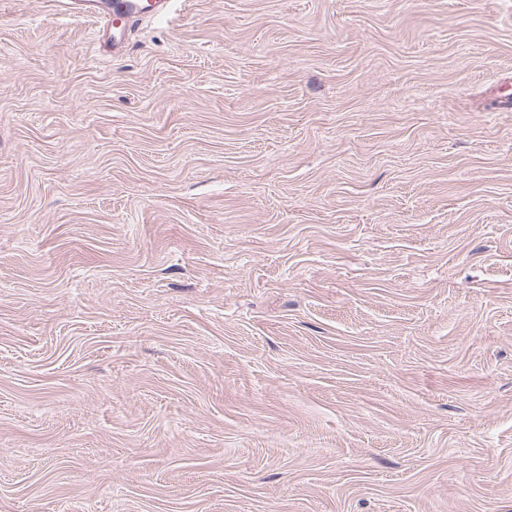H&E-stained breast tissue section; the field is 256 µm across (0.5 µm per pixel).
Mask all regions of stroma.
<instances>
[{
	"label": "stroma",
	"instance_id": "35a3bbf8",
	"mask_svg": "<svg viewBox=\"0 0 512 512\" xmlns=\"http://www.w3.org/2000/svg\"><path fill=\"white\" fill-rule=\"evenodd\" d=\"M512 0H0V512H512ZM184 0H66L65 12L74 18L92 21L100 47L113 53L128 44L134 26L144 18L174 20L183 11Z\"/></svg>",
	"mask_w": 512,
	"mask_h": 512
}]
</instances>
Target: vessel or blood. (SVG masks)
Wrapping results in <instances>:
<instances>
[{
	"label": "vessel or blood",
	"mask_w": 512,
	"mask_h": 512,
	"mask_svg": "<svg viewBox=\"0 0 512 512\" xmlns=\"http://www.w3.org/2000/svg\"><path fill=\"white\" fill-rule=\"evenodd\" d=\"M184 6L185 0H65L64 3L69 16L93 22L100 45L115 53L127 46L139 21L172 20Z\"/></svg>",
	"instance_id": "obj_1"
}]
</instances>
